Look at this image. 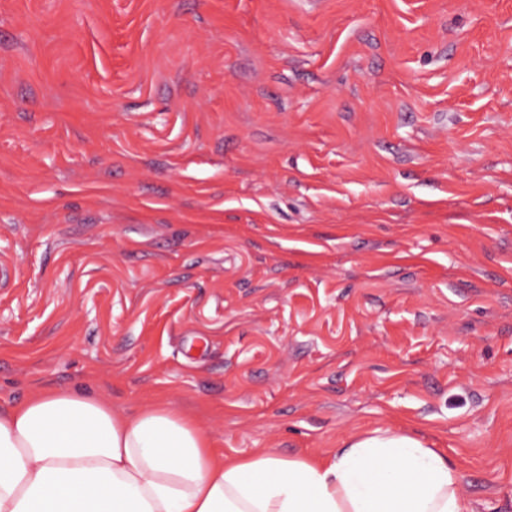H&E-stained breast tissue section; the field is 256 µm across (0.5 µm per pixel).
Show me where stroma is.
<instances>
[{"mask_svg": "<svg viewBox=\"0 0 512 512\" xmlns=\"http://www.w3.org/2000/svg\"><path fill=\"white\" fill-rule=\"evenodd\" d=\"M377 429L512 512V0H0V403Z\"/></svg>", "mask_w": 512, "mask_h": 512, "instance_id": "stroma-1", "label": "stroma"}]
</instances>
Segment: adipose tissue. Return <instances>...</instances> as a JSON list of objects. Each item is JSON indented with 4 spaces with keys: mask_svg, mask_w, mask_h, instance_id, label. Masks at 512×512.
<instances>
[{
    "mask_svg": "<svg viewBox=\"0 0 512 512\" xmlns=\"http://www.w3.org/2000/svg\"><path fill=\"white\" fill-rule=\"evenodd\" d=\"M458 484L447 457L392 430L322 458L227 459L165 403L121 413L50 388L0 407V512H468Z\"/></svg>",
    "mask_w": 512,
    "mask_h": 512,
    "instance_id": "obj_1",
    "label": "adipose tissue"
}]
</instances>
